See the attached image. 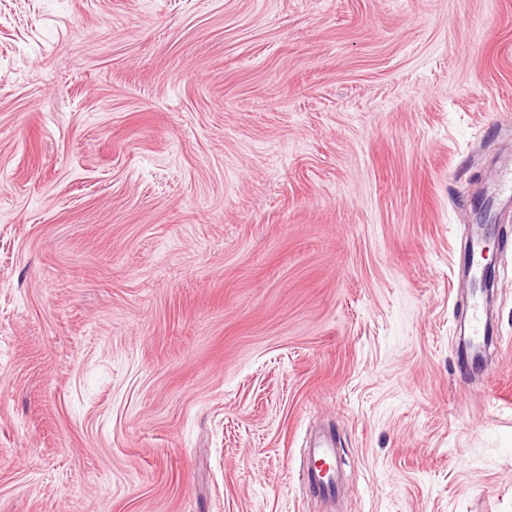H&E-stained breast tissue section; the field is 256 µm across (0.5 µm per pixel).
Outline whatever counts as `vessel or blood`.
<instances>
[{
  "label": "vessel or blood",
  "mask_w": 512,
  "mask_h": 512,
  "mask_svg": "<svg viewBox=\"0 0 512 512\" xmlns=\"http://www.w3.org/2000/svg\"><path fill=\"white\" fill-rule=\"evenodd\" d=\"M490 326L485 318L480 295H473L468 323L459 338L463 358L482 361L483 341ZM336 437L331 432H321L313 445L306 450V459L300 467V477L308 495L320 499H333L341 488V464Z\"/></svg>",
  "instance_id": "1"
}]
</instances>
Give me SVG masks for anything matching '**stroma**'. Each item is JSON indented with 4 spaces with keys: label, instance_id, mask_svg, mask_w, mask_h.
Returning a JSON list of instances; mask_svg holds the SVG:
<instances>
[{
    "label": "stroma",
    "instance_id": "1",
    "mask_svg": "<svg viewBox=\"0 0 512 512\" xmlns=\"http://www.w3.org/2000/svg\"><path fill=\"white\" fill-rule=\"evenodd\" d=\"M510 162L512 0H0V512H512ZM491 334L490 326L485 318L481 294L474 293L468 317L467 328L461 331L459 349L466 360L481 362L484 356V337ZM306 448V459L300 467V477L308 495L317 499H334L341 488L339 448L334 433L323 431L313 445ZM318 463L325 465L323 469Z\"/></svg>",
    "mask_w": 512,
    "mask_h": 512
}]
</instances>
